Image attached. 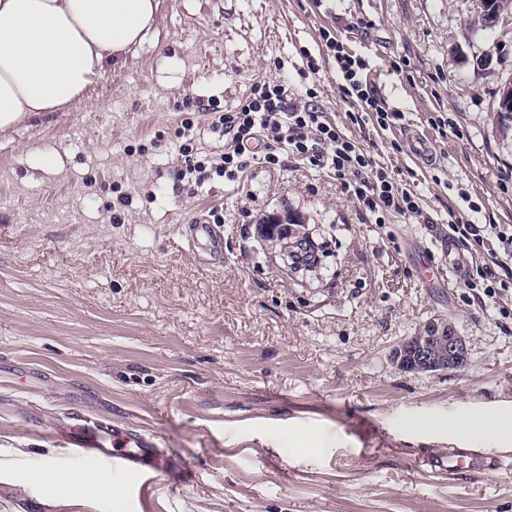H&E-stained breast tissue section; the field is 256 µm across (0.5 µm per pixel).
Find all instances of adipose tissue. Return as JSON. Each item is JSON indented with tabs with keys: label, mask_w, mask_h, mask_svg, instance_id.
Returning <instances> with one entry per match:
<instances>
[{
	"label": "adipose tissue",
	"mask_w": 512,
	"mask_h": 512,
	"mask_svg": "<svg viewBox=\"0 0 512 512\" xmlns=\"http://www.w3.org/2000/svg\"><path fill=\"white\" fill-rule=\"evenodd\" d=\"M160 0H0V131L64 110L100 79L106 65L155 32ZM434 428L472 447L512 446V415L457 413ZM52 458L31 467L25 484L48 489L84 483Z\"/></svg>",
	"instance_id": "obj_1"
}]
</instances>
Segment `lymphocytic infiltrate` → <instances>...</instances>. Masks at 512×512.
<instances>
[{
  "label": "lymphocytic infiltrate",
  "mask_w": 512,
  "mask_h": 512,
  "mask_svg": "<svg viewBox=\"0 0 512 512\" xmlns=\"http://www.w3.org/2000/svg\"><path fill=\"white\" fill-rule=\"evenodd\" d=\"M322 38L336 62L344 97L359 105L358 111L349 115L351 123L361 124L366 112L375 114L378 125L384 128L402 120V112L387 110L374 87L362 80L363 61L347 52L330 33H323ZM196 110L204 116V124L186 118L177 130L183 164L176 177L188 187L202 188L217 177L229 185L240 184L256 156L253 147L260 144L267 164H279L286 156L333 175L370 223H385L392 214H423L418 197L400 187L371 151L344 135L314 101L297 102L288 82H254L230 112L211 103L197 104ZM202 127L223 140V151L199 152L197 132ZM448 237L465 245L498 242L505 258L512 260V234L501 231L498 225L452 223Z\"/></svg>",
  "instance_id": "lymphocytic-infiltrate-1"
}]
</instances>
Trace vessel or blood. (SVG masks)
<instances>
[{"label":"vessel or blood","instance_id":"1","mask_svg":"<svg viewBox=\"0 0 512 512\" xmlns=\"http://www.w3.org/2000/svg\"><path fill=\"white\" fill-rule=\"evenodd\" d=\"M65 434L74 447L92 450L94 461H109L139 475L142 497L151 496L156 478L168 473L158 436L145 429L128 423L95 421L76 409L69 415Z\"/></svg>","mask_w":512,"mask_h":512}]
</instances>
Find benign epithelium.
<instances>
[{
    "label": "benign epithelium",
    "mask_w": 512,
    "mask_h": 512,
    "mask_svg": "<svg viewBox=\"0 0 512 512\" xmlns=\"http://www.w3.org/2000/svg\"><path fill=\"white\" fill-rule=\"evenodd\" d=\"M393 360L409 373L458 370L468 362V347L452 322L434 318L395 349Z\"/></svg>",
    "instance_id": "7a95c632"
}]
</instances>
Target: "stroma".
<instances>
[{
    "label": "stroma",
    "mask_w": 512,
    "mask_h": 512,
    "mask_svg": "<svg viewBox=\"0 0 512 512\" xmlns=\"http://www.w3.org/2000/svg\"><path fill=\"white\" fill-rule=\"evenodd\" d=\"M469 0H161L156 33L107 67L68 111L0 134V512H512V447L465 448L412 416L512 413V295L465 288L459 270L425 287L417 265L491 263L446 254L448 224L512 229V138L496 134L512 81V18L472 32ZM331 32L399 124L353 125L336 64L315 74ZM259 79L316 88L341 131L421 199L427 223L363 221L324 171L252 162L239 188L177 181L186 100L232 110ZM444 118L437 129L433 121ZM412 130L436 159H415ZM53 165H45V157ZM222 207L224 263L184 242ZM295 215L321 244L291 270L261 228ZM453 322L468 364L405 373L394 349L429 319ZM116 410L156 432L176 484L142 504L117 472L114 501L79 485H24L54 456L79 468L54 426L71 406ZM333 440L314 449L311 432ZM496 458L477 476L435 472L454 451Z\"/></svg>",
    "instance_id": "obj_1"
}]
</instances>
